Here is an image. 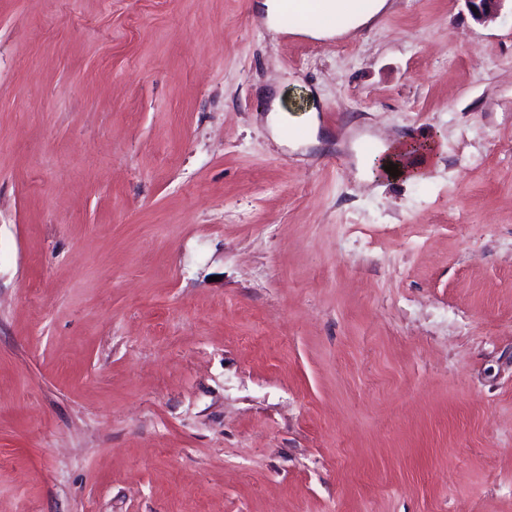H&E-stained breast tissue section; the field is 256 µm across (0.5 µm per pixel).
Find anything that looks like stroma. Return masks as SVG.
<instances>
[{
  "mask_svg": "<svg viewBox=\"0 0 512 512\" xmlns=\"http://www.w3.org/2000/svg\"><path fill=\"white\" fill-rule=\"evenodd\" d=\"M256 4L0 0V512H512V0ZM257 4L259 11L265 12L268 25L272 31L283 29H300L312 36L342 33L355 25L368 21L378 13L386 4V0H302L313 2V7L305 14H298L294 9L297 0H260ZM296 18L295 24L288 25L283 20L287 11ZM336 15V26L326 23L327 18ZM307 112H308V114L301 119L291 117L288 114V111L283 109L280 106L279 99H277L273 105V109L271 110L272 114L269 116V122H270V125L272 126L273 130H275V131L279 130L281 136L285 139H287L284 135L285 134L284 129L286 126L295 127L301 123H304L307 126H309L311 129H314V134H312V136H311V138H312L317 133L316 120L313 115V112H316V110L314 107H312ZM439 151L436 139L400 138L382 143L372 155L363 158L365 178L370 182L424 179L431 174ZM390 163L398 165L397 177L384 170Z\"/></svg>",
  "mask_w": 512,
  "mask_h": 512,
  "instance_id": "35a3bbf8",
  "label": "stroma"
}]
</instances>
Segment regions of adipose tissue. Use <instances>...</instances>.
<instances>
[{"label": "adipose tissue", "instance_id": "ef3b65f1", "mask_svg": "<svg viewBox=\"0 0 512 512\" xmlns=\"http://www.w3.org/2000/svg\"><path fill=\"white\" fill-rule=\"evenodd\" d=\"M386 4V0H313L312 8L297 15L295 26L301 31L323 36L333 32H345L368 21ZM335 18V25H328V18ZM440 151L437 140L400 138L380 144L370 156L364 157L363 167L368 181H386L390 175L388 165L398 167L397 177L413 181L430 175Z\"/></svg>", "mask_w": 512, "mask_h": 512}]
</instances>
